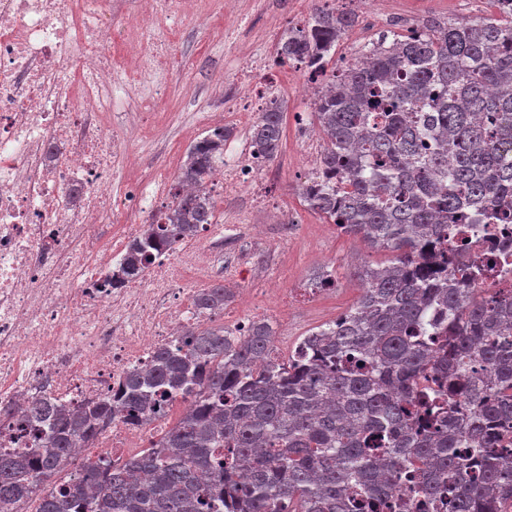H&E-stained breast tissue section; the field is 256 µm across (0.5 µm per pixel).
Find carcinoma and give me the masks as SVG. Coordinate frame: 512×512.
<instances>
[{
  "label": "carcinoma",
  "instance_id": "cac0c4a2",
  "mask_svg": "<svg viewBox=\"0 0 512 512\" xmlns=\"http://www.w3.org/2000/svg\"><path fill=\"white\" fill-rule=\"evenodd\" d=\"M358 22L318 7L286 30L276 54L319 77L314 114L326 138L322 181L304 185L307 206L340 230L395 253L363 268L350 311L306 336L288 363L268 359L275 330L245 336L197 328L129 373L116 405L25 411L38 450L0 453V512H505L512 505V288L476 283L512 261L467 260L470 232L512 225V19L431 23L392 32L347 69L326 57ZM281 104L262 113L251 139L277 158ZM230 131L209 130L187 149L178 179L199 185L224 160ZM213 208L174 195L163 221L130 248L138 276ZM228 290L195 297L224 310ZM177 401L191 408L156 443L121 466L81 463L72 449L112 413L137 418Z\"/></svg>",
  "mask_w": 512,
  "mask_h": 512
}]
</instances>
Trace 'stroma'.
<instances>
[{
    "mask_svg": "<svg viewBox=\"0 0 512 512\" xmlns=\"http://www.w3.org/2000/svg\"><path fill=\"white\" fill-rule=\"evenodd\" d=\"M207 2L212 13L207 28L178 23L170 36L172 49L187 61L185 68L156 69L138 82L115 88L112 122L132 142L138 165L130 175L141 182H149L154 167L163 163L179 170L189 145L207 130L209 114L223 111L228 95L238 92L240 72L224 52L225 29L234 27L244 53L258 61L270 60L276 45L266 39V28L295 26L307 20L314 8L313 0H237V12L232 15L226 0ZM357 10L359 23L331 50L328 69L340 68L346 57L374 41L382 13L424 20L477 19L493 13L494 6L491 0H387L382 6L365 0ZM304 78V72L293 67L252 76L257 83L275 82L282 93L285 133L273 162L279 178L269 183L268 190L276 209L289 212L295 223L287 229L269 223L266 211H256L254 221L262 225V235L241 233L234 251L224 256L225 262L239 269L231 283L233 296L225 305L226 324L241 319L270 321L282 337L279 358L283 361L305 336L357 302L363 292L356 274L359 266H384L393 258L392 252L327 223L300 194L306 167L304 128L317 123L310 99L297 89ZM326 271L335 276V288H318ZM270 285L275 288L270 301L258 303L257 289Z\"/></svg>",
    "mask_w": 512,
    "mask_h": 512,
    "instance_id": "stroma-1",
    "label": "stroma"
}]
</instances>
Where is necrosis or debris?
Instances as JSON below:
<instances>
[{
    "instance_id": "4bbe7bcc",
    "label": "necrosis or debris",
    "mask_w": 512,
    "mask_h": 512,
    "mask_svg": "<svg viewBox=\"0 0 512 512\" xmlns=\"http://www.w3.org/2000/svg\"><path fill=\"white\" fill-rule=\"evenodd\" d=\"M203 22L196 0H149L127 15L123 68L103 40L112 0H0V451H30L24 411L34 400L73 405L115 395L127 371L145 369L154 351L176 345L184 328L205 322L194 306L224 265L225 224L250 223L267 205L273 176L252 144H224L210 193L238 199L225 224H205L155 261L144 276L119 278L144 217L156 215L178 186L154 178L110 190L118 168L131 167L132 147L110 122L118 73L132 77L145 61L161 63L167 20ZM164 414L113 416L76 459L122 464L160 440Z\"/></svg>"
}]
</instances>
